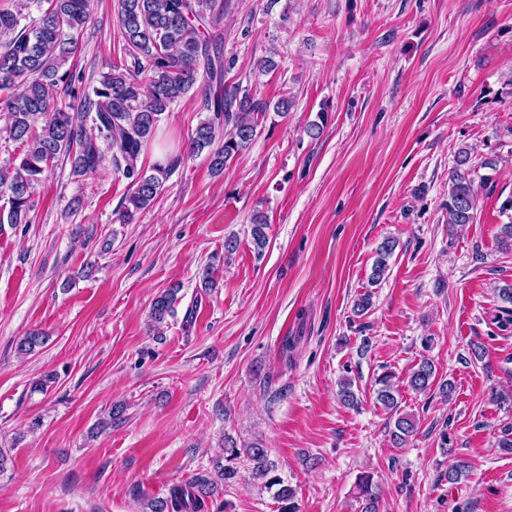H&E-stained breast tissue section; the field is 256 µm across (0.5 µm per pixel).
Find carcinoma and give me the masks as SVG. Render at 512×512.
<instances>
[{
    "label": "carcinoma",
    "mask_w": 512,
    "mask_h": 512,
    "mask_svg": "<svg viewBox=\"0 0 512 512\" xmlns=\"http://www.w3.org/2000/svg\"><path fill=\"white\" fill-rule=\"evenodd\" d=\"M116 2L121 55L90 89L79 87L82 76L69 61L77 55L79 37L91 19V0H15L14 8H0V117L8 140L18 144V152L0 165V225L33 222L37 187L62 157L70 160L76 177L97 174L111 157L113 175L127 181V220L150 208L180 157L169 156L146 169L139 164L141 153L162 115L198 83L204 86L203 110L210 116L188 137L181 154L192 157L206 150L212 172L221 174L255 139L252 114L268 111L269 103L226 83L231 62L218 39L205 35L224 16V0ZM467 162L468 152L459 151L457 168L448 178V223L454 226L475 220L478 189L470 171L461 169ZM266 226L267 216L256 213L252 237L259 249L266 245ZM395 247L390 239L379 246L372 281L380 280ZM178 292L169 288L152 302L148 328L153 335H163L175 314ZM497 293L507 303L497 324L506 329L512 325V285ZM44 341L42 333L33 331L18 343V352L30 354ZM395 378L391 370L377 376L376 401L394 417L391 443L399 448L417 423L414 416L399 412ZM434 379V365L424 357L407 382L422 392ZM243 456L252 464L253 478L274 490L279 512H299L295 489L276 474L268 450L258 441L241 450L232 438L224 440V458L216 460L221 479L233 478L236 461ZM468 473V463L458 458L448 468V482L457 483ZM357 488L360 512H379L371 475L360 476ZM213 494L214 483L197 478L173 487L166 499L147 501L145 512H208L206 499Z\"/></svg>",
    "instance_id": "cac0c4a2"
}]
</instances>
